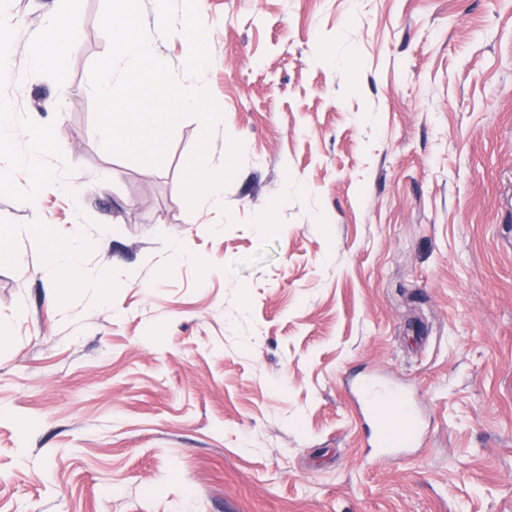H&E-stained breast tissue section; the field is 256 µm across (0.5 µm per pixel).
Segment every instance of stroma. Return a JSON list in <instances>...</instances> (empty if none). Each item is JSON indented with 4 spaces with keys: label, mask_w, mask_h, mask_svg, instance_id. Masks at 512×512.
Masks as SVG:
<instances>
[{
    "label": "stroma",
    "mask_w": 512,
    "mask_h": 512,
    "mask_svg": "<svg viewBox=\"0 0 512 512\" xmlns=\"http://www.w3.org/2000/svg\"><path fill=\"white\" fill-rule=\"evenodd\" d=\"M63 8L0 0V512H512V0H206L214 166L241 145L212 210L196 118L161 164L104 150L103 0L40 69ZM38 224L105 293L58 300ZM374 375L426 442L369 468L345 382ZM52 34L49 38L41 41L36 46V60L39 65L52 69H58L64 56L66 43L64 35L60 32L61 26L53 22L51 24Z\"/></svg>",
    "instance_id": "35a3bbf8"
}]
</instances>
